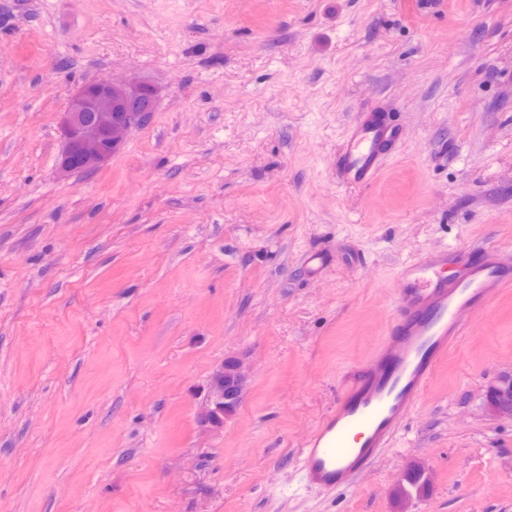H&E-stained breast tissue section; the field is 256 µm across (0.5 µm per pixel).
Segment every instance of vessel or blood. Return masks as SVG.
Returning <instances> with one entry per match:
<instances>
[{"mask_svg":"<svg viewBox=\"0 0 512 512\" xmlns=\"http://www.w3.org/2000/svg\"><path fill=\"white\" fill-rule=\"evenodd\" d=\"M400 135L385 113H359L332 160L337 183L344 188L373 183ZM332 261L318 249L303 256L312 278ZM457 261L462 272L454 277L446 272L444 249L401 269L388 340L301 449V471L309 485L336 489L365 471L391 444L460 337L462 314L487 307L497 292L512 285V262L494 245L458 253Z\"/></svg>","mask_w":512,"mask_h":512,"instance_id":"obj_1","label":"vessel or blood"}]
</instances>
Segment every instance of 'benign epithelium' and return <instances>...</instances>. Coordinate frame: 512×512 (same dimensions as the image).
<instances>
[{"label": "benign epithelium", "instance_id": "7a95c632", "mask_svg": "<svg viewBox=\"0 0 512 512\" xmlns=\"http://www.w3.org/2000/svg\"><path fill=\"white\" fill-rule=\"evenodd\" d=\"M159 89L136 77L101 78L78 85L60 118V174L96 170L120 150L131 131L155 111ZM249 370L239 358L225 359L210 376L196 414L198 426L220 430L233 415L246 391ZM486 410L494 417L512 418V377H500L486 395Z\"/></svg>", "mask_w": 512, "mask_h": 512}]
</instances>
